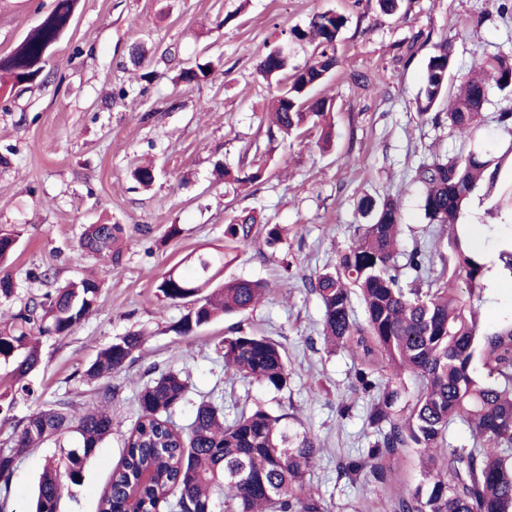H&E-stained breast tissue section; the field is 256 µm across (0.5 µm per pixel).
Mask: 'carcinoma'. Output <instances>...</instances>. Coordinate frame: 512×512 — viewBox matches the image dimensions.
<instances>
[{"label": "carcinoma", "mask_w": 512, "mask_h": 512, "mask_svg": "<svg viewBox=\"0 0 512 512\" xmlns=\"http://www.w3.org/2000/svg\"><path fill=\"white\" fill-rule=\"evenodd\" d=\"M77 0H55L52 9L6 56L0 73L13 85L49 81L51 51L71 28ZM344 16L314 15L307 28L293 29L290 39L314 44V59L295 67L288 87L272 101L275 133L290 135L315 129L325 118L327 100L316 96L338 64L336 41ZM492 72L496 87L512 98V56L496 54L474 63ZM258 71L272 77L288 70V58L269 49ZM455 58L448 40L434 46L417 111L431 122L467 133L479 124L487 103L484 80L460 81L448 111L438 110L454 79ZM499 161L475 150L423 158L412 181L422 186V208L430 224H446L448 256L434 269L431 251L415 244L401 250V210L396 195L360 199L367 219L355 230L351 245L309 279L308 290L324 310L322 335L331 346L355 360L354 390L372 397L366 420L373 440L365 451L342 458L337 479L384 486L401 466L408 449L424 463L422 481L395 497L391 512H512V323L481 332L474 301L484 289L486 266L455 232L471 194L483 182L494 183ZM256 220L240 216L224 229V250L187 257L192 273L169 271L157 286L160 298L195 299L176 332L188 335L219 316L245 313L268 293V285L233 279L202 297L200 292L234 260V251L252 240ZM123 229L118 224H90L80 238L83 254L118 259ZM16 237L0 233V298L16 293L4 263L15 252ZM405 263H399V258ZM463 282L465 288L458 287ZM98 283L69 282L27 299L0 323V364L21 381L41 362L32 332L63 336L97 306ZM363 306L355 316L353 299ZM142 345V336H120L102 350L85 371L96 381L120 370ZM224 365L246 379L280 391L289 373L279 345L265 336L237 329L224 337ZM481 360L488 379L474 375ZM418 380L417 392L403 407V376ZM189 385L181 372L169 370L144 385L137 395L138 415L123 454L103 492L98 512H329L322 495L308 485L320 452L307 430L286 423L257 406L228 421L224 407L201 400L187 428H178L172 413L188 401ZM112 389L100 405L79 414L67 402L29 415L15 433L14 445L0 453V483L8 486L16 459L32 448L64 434L74 435L66 463L51 464L41 475L34 512H59L65 485H77L88 460L112 433ZM468 428L471 443L456 445L449 431Z\"/></svg>", "instance_id": "carcinoma-1"}]
</instances>
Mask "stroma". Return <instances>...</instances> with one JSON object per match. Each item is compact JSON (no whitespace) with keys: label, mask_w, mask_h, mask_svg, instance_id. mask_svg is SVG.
Returning <instances> with one entry per match:
<instances>
[{"label":"stroma","mask_w":512,"mask_h":512,"mask_svg":"<svg viewBox=\"0 0 512 512\" xmlns=\"http://www.w3.org/2000/svg\"><path fill=\"white\" fill-rule=\"evenodd\" d=\"M503 0H399L397 11L380 0H79L75 20L51 55V81L15 88L0 99V230L18 231L10 271L15 300L0 299V321L21 300L47 287L27 279L48 269L56 284L97 280L95 310L68 335L41 338L39 367L26 382V400L0 365V394L14 398L0 418V451L33 411L71 402L82 412L112 391V433L87 464L80 484L65 488L60 512H97L99 498L117 465L136 417V395L161 373L177 369L188 379L189 401L173 421L186 426L195 404L223 403L226 418L243 407L262 406L299 418L317 438L320 457L310 484L331 512H364L379 500L413 489L421 480L416 455L388 487L337 480L336 463L366 447L369 397L355 391L354 362L343 350L326 348L323 311L306 283L334 264L363 223L361 197L398 195L403 250L425 243L444 253L448 230L427 223L421 189L411 174L433 152L479 148L502 157L495 187L480 185L463 210L457 232L469 238L481 225L486 251L512 246V209L497 208L512 187V135L496 126L507 101L489 88L483 122L472 135L436 126L416 110L426 63L435 43L449 40L457 70L481 55H512V12ZM52 0H0V55L38 24ZM333 11L347 23L337 43L339 63L319 93L331 99L327 116L331 146L318 135L268 140L271 99L288 84L286 75L264 79L260 57L306 27L314 14ZM428 41L418 40V33ZM214 61L205 80L186 84L179 74L195 62ZM140 92L138 104L119 89ZM259 143L243 154L244 144ZM152 163L154 183L130 177ZM260 171L258 180L241 182ZM252 214L257 226L280 225L282 240L268 246L264 234L242 246L222 279L261 280L267 299L240 319L220 318L180 336L174 331L191 307L159 298L157 286L172 268L186 269L188 255L223 245L224 228ZM118 224L129 243L116 261L84 257L79 240L86 225ZM182 234L166 239L169 225ZM504 288H485L475 307L482 329L512 322V271L501 270ZM278 342L288 358L290 383L276 391L227 371L220 349L234 323ZM144 334L145 342L112 376L88 381L85 372L116 337ZM353 407L340 418L341 404ZM63 454L49 441L19 457L0 512H29L48 460Z\"/></svg>","instance_id":"1"}]
</instances>
